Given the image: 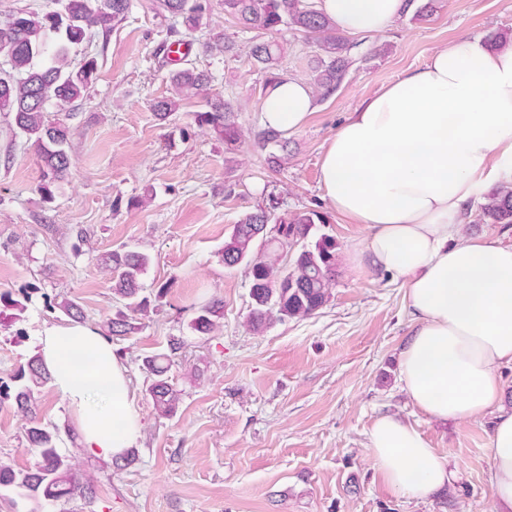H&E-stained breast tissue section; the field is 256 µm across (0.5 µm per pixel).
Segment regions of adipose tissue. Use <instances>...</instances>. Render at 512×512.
I'll list each match as a JSON object with an SVG mask.
<instances>
[{
	"label": "adipose tissue",
	"instance_id": "ef3b65f1",
	"mask_svg": "<svg viewBox=\"0 0 512 512\" xmlns=\"http://www.w3.org/2000/svg\"><path fill=\"white\" fill-rule=\"evenodd\" d=\"M343 34L384 32L407 0H320ZM315 108L310 85L285 75L268 89L263 125L290 133ZM324 198L368 234L354 261L407 285L411 330L399 353L404 390L430 419L492 425L495 512H512V244L467 231L471 203L512 184V46L479 38L436 50L428 62L366 97L329 140L320 164ZM38 353L70 409L82 448L110 460L141 436L128 370L111 340L88 323L37 333ZM369 454L393 489L420 499L456 473L423 434L385 413L368 433Z\"/></svg>",
	"mask_w": 512,
	"mask_h": 512
}]
</instances>
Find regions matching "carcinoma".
<instances>
[{"label": "carcinoma", "instance_id": "1", "mask_svg": "<svg viewBox=\"0 0 512 512\" xmlns=\"http://www.w3.org/2000/svg\"><path fill=\"white\" fill-rule=\"evenodd\" d=\"M224 12L235 17L248 30L274 31L293 27L314 40L317 58L313 84L318 94L331 96L341 85L353 63V44L319 10L304 0H223ZM55 10L46 12L20 10L0 23V61L10 75L0 79V112L12 114L17 132L34 147L42 169L39 190L51 201L68 183L72 158L69 153V126L60 113L88 98L97 79L95 57L76 63L73 56L87 41L92 30L108 34L125 20L130 0H54ZM160 12L174 19L170 36L195 31L208 10V0H157ZM281 49L278 45L255 39L250 46L254 61L268 70L266 85L280 78L275 65ZM173 94L155 99L152 111L161 121L179 110L181 101L200 97L202 111L193 113L194 123L207 129L226 145L241 140L231 101L212 94V73L198 69L187 60L184 66L168 74ZM50 99L41 101L42 92ZM258 144L286 149L285 134L261 131ZM483 218L490 224H512V187L499 188L487 196L482 206ZM327 223L319 211L308 210L290 217L275 214V207L259 206L233 225L224 241L221 258L228 268L244 265L250 277L251 309L248 327L265 330L272 322L303 319L316 314L328 302L329 289L336 278V240L316 234L317 225ZM286 226L292 237L289 247L268 238L269 225ZM150 263L148 254L113 250L102 264L109 274L112 294L125 301L127 311L106 319L109 338L125 337L134 332L129 314L145 315L148 296L143 294L141 279ZM72 321L84 318L79 303L64 298L55 303ZM224 318V302L212 298L194 308L188 328L193 333L210 334ZM186 346L181 336L169 340V353L146 356L143 367L150 374L148 395L158 415H176L180 393L169 379L171 362ZM51 381V374L39 359L31 356L13 374L15 386L0 384V395L13 394L17 408L30 416L26 441L36 449V462L17 469L0 462V489H11L42 506L44 501L68 503L77 498L90 504L93 482L79 475L73 467V453L61 447L60 429L36 419L35 393Z\"/></svg>", "mask_w": 512, "mask_h": 512}]
</instances>
